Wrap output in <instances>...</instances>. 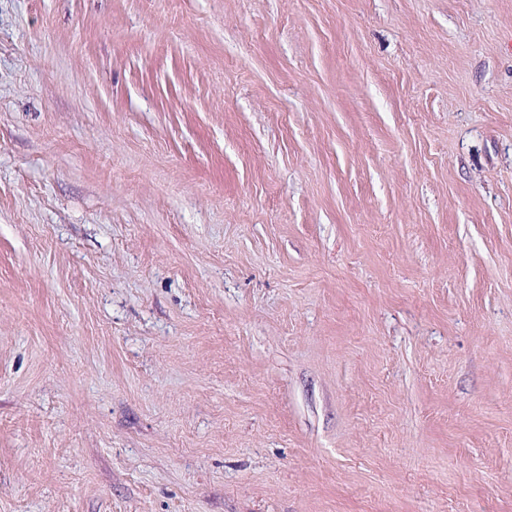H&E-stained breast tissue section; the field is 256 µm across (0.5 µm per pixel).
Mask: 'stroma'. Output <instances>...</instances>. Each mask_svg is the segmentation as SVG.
Here are the masks:
<instances>
[{
  "mask_svg": "<svg viewBox=\"0 0 512 512\" xmlns=\"http://www.w3.org/2000/svg\"><path fill=\"white\" fill-rule=\"evenodd\" d=\"M0 512H512V0H0Z\"/></svg>",
  "mask_w": 512,
  "mask_h": 512,
  "instance_id": "stroma-1",
  "label": "stroma"
}]
</instances>
